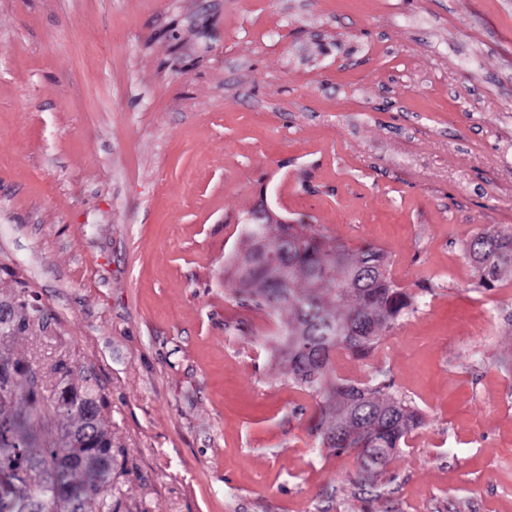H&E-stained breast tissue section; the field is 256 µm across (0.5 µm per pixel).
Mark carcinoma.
Instances as JSON below:
<instances>
[{"instance_id": "1", "label": "carcinoma", "mask_w": 512, "mask_h": 512, "mask_svg": "<svg viewBox=\"0 0 512 512\" xmlns=\"http://www.w3.org/2000/svg\"><path fill=\"white\" fill-rule=\"evenodd\" d=\"M260 234L247 239L248 248L232 261L233 292L258 309L287 307L293 317L276 350L288 360L293 381L318 402L315 432L320 445L343 454L364 449L369 476L388 462L401 441L416 430L421 418L407 402L391 393L392 383L372 379L352 382L336 378V352L360 356L375 351L380 332L399 316L414 310L415 296L389 276L386 252L366 246L356 251L342 244L328 245L307 224H261ZM284 253L278 265L257 261L262 250ZM479 285L487 288L502 276H512V233L490 227L467 246ZM54 397L33 402L24 415L0 419V471L14 473L9 498L0 496V512H59L66 497L85 512L91 498L98 512H116L112 504V433L105 427L106 401L91 386L76 385L73 369L60 363ZM35 380L19 362L0 351V391L9 402L23 399L19 380ZM98 417L93 446L72 454L64 447L67 433L80 427L84 413ZM47 415L74 420L56 432L40 429Z\"/></svg>"}]
</instances>
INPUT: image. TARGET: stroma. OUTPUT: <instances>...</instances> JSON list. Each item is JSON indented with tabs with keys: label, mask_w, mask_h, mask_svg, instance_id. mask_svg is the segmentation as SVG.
I'll return each mask as SVG.
<instances>
[{
	"label": "stroma",
	"mask_w": 512,
	"mask_h": 512,
	"mask_svg": "<svg viewBox=\"0 0 512 512\" xmlns=\"http://www.w3.org/2000/svg\"><path fill=\"white\" fill-rule=\"evenodd\" d=\"M371 245L416 297L340 379L423 424L375 480L320 447L229 286L259 203ZM512 0H0L4 346L106 396L119 512H512ZM479 285L491 287L502 276H512V233L490 227L478 233L467 246Z\"/></svg>",
	"instance_id": "stroma-1"
}]
</instances>
